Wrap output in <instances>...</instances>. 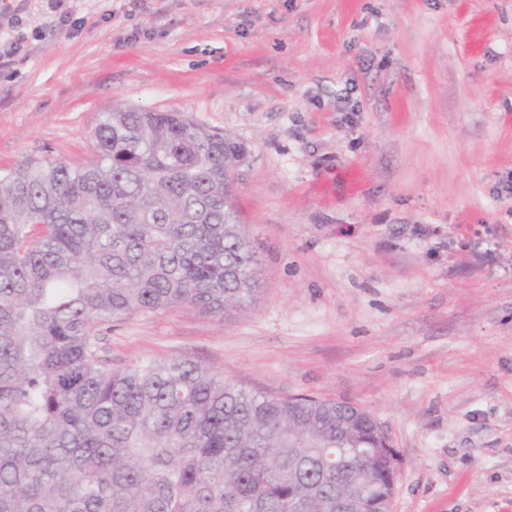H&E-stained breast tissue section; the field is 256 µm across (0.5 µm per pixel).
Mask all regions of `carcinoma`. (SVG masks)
Here are the masks:
<instances>
[{
	"label": "carcinoma",
	"instance_id": "obj_1",
	"mask_svg": "<svg viewBox=\"0 0 512 512\" xmlns=\"http://www.w3.org/2000/svg\"><path fill=\"white\" fill-rule=\"evenodd\" d=\"M93 158L0 171V512H336L389 437L367 411L275 396L181 358L112 368V323L253 303L241 143L180 112L100 114Z\"/></svg>",
	"mask_w": 512,
	"mask_h": 512
}]
</instances>
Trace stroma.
Listing matches in <instances>:
<instances>
[{
  "instance_id": "35a3bbf8",
  "label": "stroma",
  "mask_w": 512,
  "mask_h": 512,
  "mask_svg": "<svg viewBox=\"0 0 512 512\" xmlns=\"http://www.w3.org/2000/svg\"><path fill=\"white\" fill-rule=\"evenodd\" d=\"M0 0V170L92 157L100 113L242 142L254 303L141 314L113 367L182 358L369 411L392 512H512V0Z\"/></svg>"
}]
</instances>
